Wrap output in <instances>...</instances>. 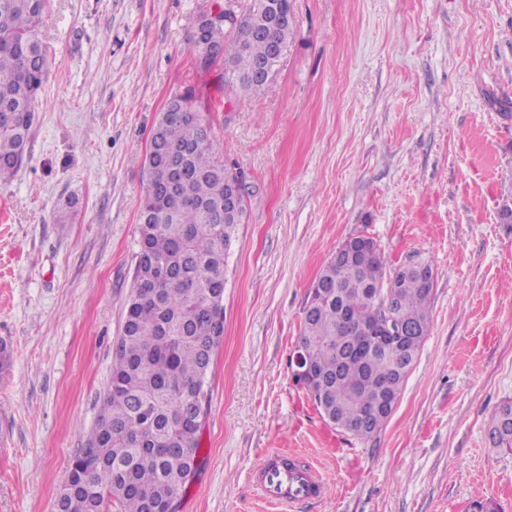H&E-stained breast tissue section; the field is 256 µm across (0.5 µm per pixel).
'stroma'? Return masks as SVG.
Returning <instances> with one entry per match:
<instances>
[{
    "mask_svg": "<svg viewBox=\"0 0 512 512\" xmlns=\"http://www.w3.org/2000/svg\"><path fill=\"white\" fill-rule=\"evenodd\" d=\"M215 0H50L26 156L0 184V512H55L101 409L133 286L157 116L186 87L249 188L227 262L197 474L175 512H269L272 452L325 489L300 512H512V0H291L261 90L224 94L190 33ZM71 218L60 223V205ZM354 236L425 262L428 332L383 429L328 425L290 375L312 283Z\"/></svg>",
    "mask_w": 512,
    "mask_h": 512,
    "instance_id": "1",
    "label": "stroma"
}]
</instances>
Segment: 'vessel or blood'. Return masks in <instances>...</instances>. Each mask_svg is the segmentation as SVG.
<instances>
[{"mask_svg":"<svg viewBox=\"0 0 512 512\" xmlns=\"http://www.w3.org/2000/svg\"><path fill=\"white\" fill-rule=\"evenodd\" d=\"M253 486L275 512H293L297 505L319 497L324 482L320 472L311 467L288 470L266 463L255 470Z\"/></svg>","mask_w":512,"mask_h":512,"instance_id":"obj_1","label":"vessel or blood"}]
</instances>
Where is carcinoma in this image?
<instances>
[{
	"mask_svg": "<svg viewBox=\"0 0 512 512\" xmlns=\"http://www.w3.org/2000/svg\"><path fill=\"white\" fill-rule=\"evenodd\" d=\"M48 0H0V182L11 180L26 153L48 49L38 25ZM280 0H237L230 28L192 33L195 66L218 61L203 46L224 47V88L253 92L256 67L294 25H274ZM148 187L141 206L132 291L97 422L74 457L56 497V512H175L194 478L201 451L194 414L206 400L207 375L224 336V282L232 245L246 219V187L214 147L195 89L159 113L146 156ZM240 188L236 213L224 201ZM174 270L159 280L157 267ZM433 277L416 265L386 270L378 244L336 250L313 282L297 350L316 368L301 387L330 424L360 435L379 433L427 334ZM396 321L420 329L400 354H354L359 330L380 321L384 305Z\"/></svg>",
	"mask_w": 512,
	"mask_h": 512,
	"instance_id": "1",
	"label": "carcinoma"
}]
</instances>
